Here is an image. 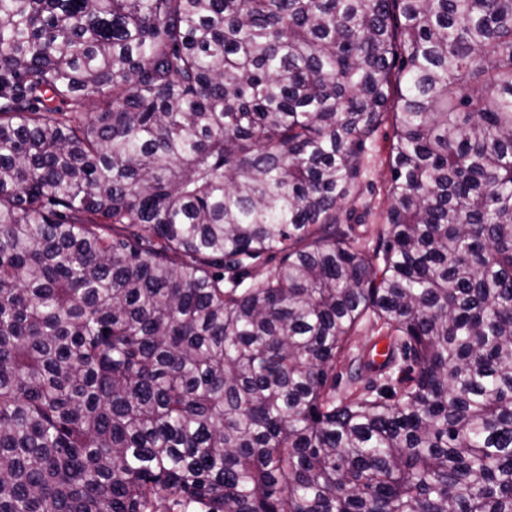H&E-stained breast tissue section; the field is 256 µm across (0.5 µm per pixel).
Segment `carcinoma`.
<instances>
[{"mask_svg":"<svg viewBox=\"0 0 512 512\" xmlns=\"http://www.w3.org/2000/svg\"><path fill=\"white\" fill-rule=\"evenodd\" d=\"M0 512H512V0H0ZM392 118L386 119L376 132L366 141L360 157V172L357 186L347 204L355 210V218L343 227H352L357 236L372 253L378 245L377 232L380 224H385L387 201L385 185L389 178L388 156L393 140Z\"/></svg>","mask_w":512,"mask_h":512,"instance_id":"cac0c4a2","label":"carcinoma"}]
</instances>
